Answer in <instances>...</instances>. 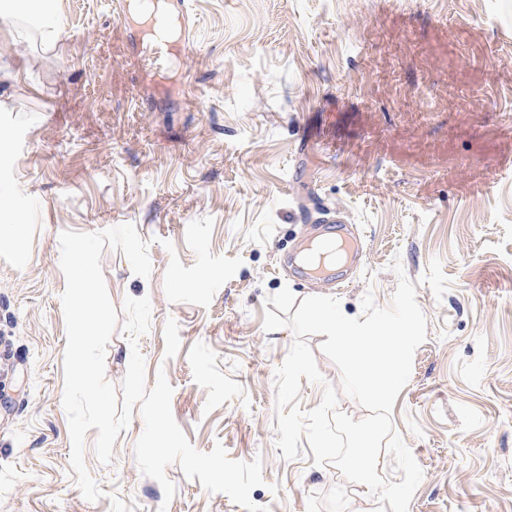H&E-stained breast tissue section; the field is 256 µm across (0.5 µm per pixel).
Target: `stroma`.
<instances>
[{
	"label": "stroma",
	"instance_id": "35a3bbf8",
	"mask_svg": "<svg viewBox=\"0 0 512 512\" xmlns=\"http://www.w3.org/2000/svg\"><path fill=\"white\" fill-rule=\"evenodd\" d=\"M129 0H53L47 41L26 0H0V197L22 222L0 240V512H244L179 464L177 492L144 476L134 414L103 490L85 500L62 406L67 343L59 235L133 223L149 277L104 249L116 311L149 298L138 339L146 384L165 372L171 409L202 452L261 459L269 512H375L333 465L276 446L275 374L290 328L267 299L389 306L400 260L427 339L392 411L423 479L409 512H512V0H189L188 44L153 51ZM337 215L365 250L334 281L286 270L308 224ZM308 336L322 375H342Z\"/></svg>",
	"mask_w": 512,
	"mask_h": 512
}]
</instances>
